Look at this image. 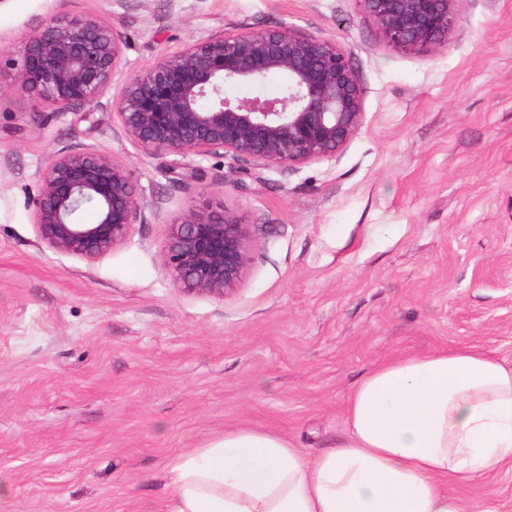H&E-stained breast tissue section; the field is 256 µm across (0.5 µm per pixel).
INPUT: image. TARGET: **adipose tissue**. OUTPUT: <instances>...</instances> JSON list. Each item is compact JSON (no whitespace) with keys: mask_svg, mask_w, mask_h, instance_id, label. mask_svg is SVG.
Here are the masks:
<instances>
[{"mask_svg":"<svg viewBox=\"0 0 512 512\" xmlns=\"http://www.w3.org/2000/svg\"><path fill=\"white\" fill-rule=\"evenodd\" d=\"M342 415L315 454L250 428L180 453L165 512H465L457 488L512 469V367L475 346L385 361Z\"/></svg>","mask_w":512,"mask_h":512,"instance_id":"obj_1","label":"adipose tissue"}]
</instances>
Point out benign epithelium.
<instances>
[{
    "instance_id": "1",
    "label": "benign epithelium",
    "mask_w": 512,
    "mask_h": 512,
    "mask_svg": "<svg viewBox=\"0 0 512 512\" xmlns=\"http://www.w3.org/2000/svg\"><path fill=\"white\" fill-rule=\"evenodd\" d=\"M357 2L394 49L445 43L458 20V0ZM3 66L15 70V78L9 89L0 87V99L14 94L58 113L100 106L111 80L120 78L112 97L120 133L154 157L202 160L221 152L291 169L335 158L364 119L362 87L348 53L287 25L201 37L126 72L115 27L94 16H63L34 28L20 50H1ZM271 74L285 80L276 97L224 95L228 84L259 86ZM41 181L34 224L39 239L61 254L99 258L126 241L142 212L132 170L105 149H59ZM85 201L97 205L93 224L79 221ZM252 249L241 216L203 202L169 225L163 262L184 290L224 297L242 282Z\"/></svg>"
}]
</instances>
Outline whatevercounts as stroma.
Segmentation results:
<instances>
[{
  "label": "stroma",
  "mask_w": 512,
  "mask_h": 512,
  "mask_svg": "<svg viewBox=\"0 0 512 512\" xmlns=\"http://www.w3.org/2000/svg\"><path fill=\"white\" fill-rule=\"evenodd\" d=\"M447 44L395 50L357 0H15L0 49L38 25L115 26L126 71L230 30L287 25L346 50L364 120L344 150L287 170L213 155L168 169L110 106L0 101V512H165L170 460L225 429L275 430L315 454L342 404L398 355L476 344L512 366V0H458ZM103 148L143 203L94 261L33 224L63 147ZM210 201L255 243L238 289L187 292L163 266L169 223ZM512 512V470L459 488Z\"/></svg>",
  "instance_id": "35a3bbf8"
}]
</instances>
